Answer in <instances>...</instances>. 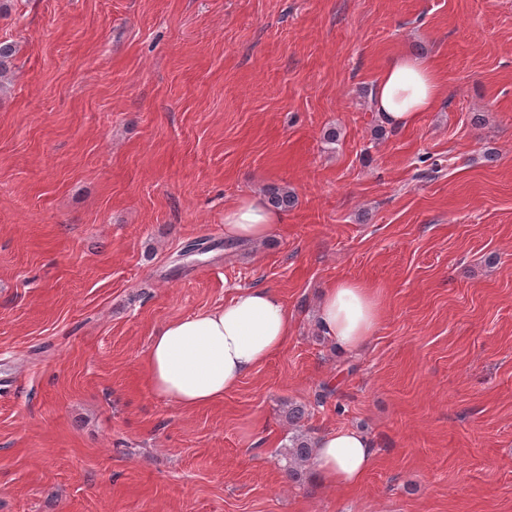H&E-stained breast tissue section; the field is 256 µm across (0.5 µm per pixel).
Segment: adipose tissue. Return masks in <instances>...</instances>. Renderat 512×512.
<instances>
[{
    "mask_svg": "<svg viewBox=\"0 0 512 512\" xmlns=\"http://www.w3.org/2000/svg\"><path fill=\"white\" fill-rule=\"evenodd\" d=\"M443 86L430 60L400 55L379 76L373 104L386 126L402 130L436 106ZM281 222L263 197L247 194L225 208L224 237L260 242ZM381 317L379 295L357 280L328 283L316 308L320 329L344 352L362 348ZM293 330L294 315L275 292L240 289L223 305L170 320L153 333L144 358L149 387L185 411L218 403L281 351ZM373 459L365 435L339 429L319 437L313 466L325 485L352 488L361 483Z\"/></svg>",
    "mask_w": 512,
    "mask_h": 512,
    "instance_id": "1",
    "label": "adipose tissue"
}]
</instances>
